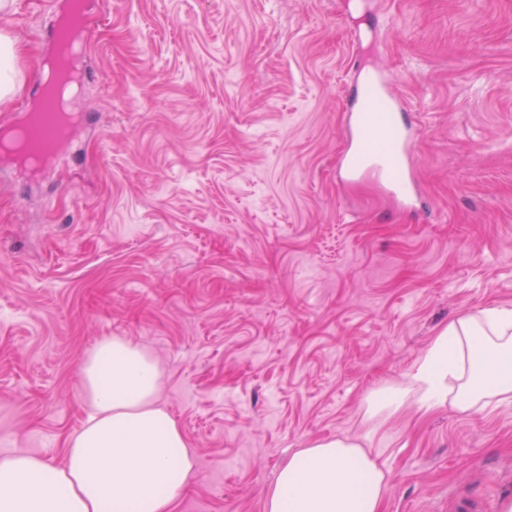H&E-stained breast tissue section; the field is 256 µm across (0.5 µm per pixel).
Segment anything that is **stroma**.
<instances>
[{
	"label": "stroma",
	"instance_id": "35a3bbf8",
	"mask_svg": "<svg viewBox=\"0 0 512 512\" xmlns=\"http://www.w3.org/2000/svg\"><path fill=\"white\" fill-rule=\"evenodd\" d=\"M79 121L56 161L0 152V454L64 462L78 368L121 336L160 371L194 474L174 512H264L292 454L371 436L383 512H498L512 400L410 405L452 320L512 307V0H87ZM54 0H14L34 102ZM414 134L418 207L340 163L363 68Z\"/></svg>",
	"mask_w": 512,
	"mask_h": 512
}]
</instances>
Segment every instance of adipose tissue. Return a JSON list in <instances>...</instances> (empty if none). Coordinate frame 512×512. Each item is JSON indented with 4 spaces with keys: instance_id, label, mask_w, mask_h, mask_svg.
<instances>
[{
    "instance_id": "1",
    "label": "adipose tissue",
    "mask_w": 512,
    "mask_h": 512,
    "mask_svg": "<svg viewBox=\"0 0 512 512\" xmlns=\"http://www.w3.org/2000/svg\"><path fill=\"white\" fill-rule=\"evenodd\" d=\"M159 369L120 336L100 340L79 367L91 412L65 441V463L38 455L0 458V512H173L194 472L175 418L158 405ZM415 397L432 410L512 399V308L466 314L448 324L418 360L407 387L376 401L401 406ZM387 476L355 439L311 443L282 467L265 512H382Z\"/></svg>"
}]
</instances>
